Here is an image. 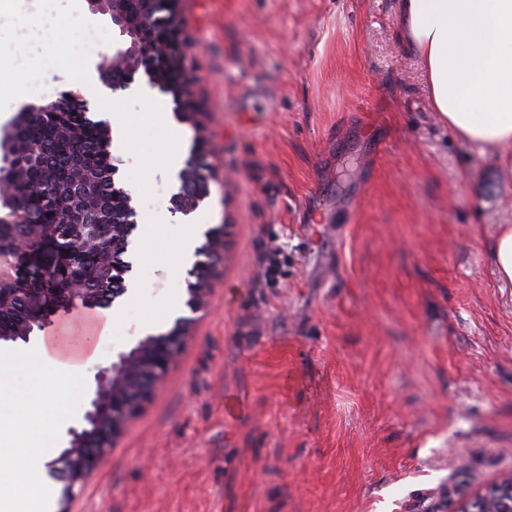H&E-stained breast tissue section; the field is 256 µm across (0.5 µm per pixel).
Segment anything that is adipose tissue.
Returning <instances> with one entry per match:
<instances>
[{"label": "adipose tissue", "mask_w": 512, "mask_h": 512, "mask_svg": "<svg viewBox=\"0 0 512 512\" xmlns=\"http://www.w3.org/2000/svg\"><path fill=\"white\" fill-rule=\"evenodd\" d=\"M395 37L422 64L432 111L459 141L484 151L512 145V0H397ZM117 313H103L94 331L63 322L29 349L0 363V405L14 398L13 377L59 376L40 398L42 420L61 421L84 369L97 361V342ZM50 448L41 430L17 452L0 456V512H33L28 488H44Z\"/></svg>", "instance_id": "adipose-tissue-1"}]
</instances>
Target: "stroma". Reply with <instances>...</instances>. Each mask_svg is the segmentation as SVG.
Instances as JSON below:
<instances>
[{"label":"stroma","mask_w":512,"mask_h":512,"mask_svg":"<svg viewBox=\"0 0 512 512\" xmlns=\"http://www.w3.org/2000/svg\"><path fill=\"white\" fill-rule=\"evenodd\" d=\"M33 27L68 58L38 85L0 69V129L78 88L100 116L153 118L114 151L136 221L158 225L98 341L61 451L98 367L130 350L189 267L171 244L178 171L166 162L174 101L148 78L113 97L95 57L119 33L88 0H55ZM198 126L215 169L193 211L223 227L205 311L161 384L113 441L68 512H454L512 472V284L491 254L512 224V146L480 152L432 112L423 69L394 36L396 0H178ZM279 268L267 277L269 255ZM19 376L0 452L38 426Z\"/></svg>","instance_id":"35a3bbf8"}]
</instances>
